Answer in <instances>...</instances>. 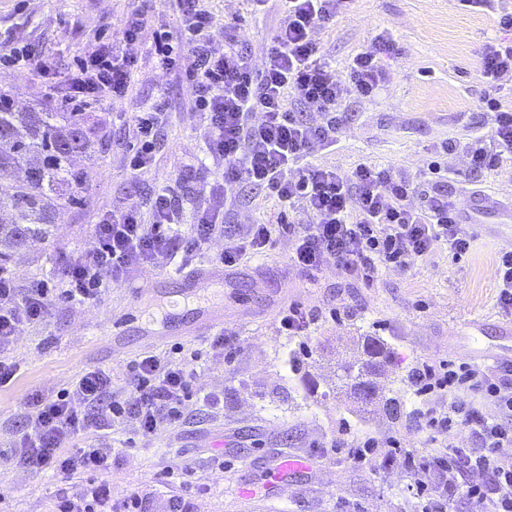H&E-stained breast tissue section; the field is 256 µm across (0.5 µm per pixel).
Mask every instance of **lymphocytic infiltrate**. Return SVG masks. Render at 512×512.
Segmentation results:
<instances>
[{"label":"lymphocytic infiltrate","mask_w":512,"mask_h":512,"mask_svg":"<svg viewBox=\"0 0 512 512\" xmlns=\"http://www.w3.org/2000/svg\"><path fill=\"white\" fill-rule=\"evenodd\" d=\"M169 2L180 22L178 31L149 24L143 9L131 11L118 47L91 48L62 84L60 97L63 104L77 107L101 94L125 99L142 45L163 70L186 78L193 106L211 131L209 153L224 163L223 184L261 190L285 213L275 224L238 227L235 243L216 256V263L235 265L285 238L292 261L305 272L333 265L370 283L382 269L408 268L438 246H448L456 255L469 250L471 238L459 230L445 187L434 188L414 207L410 199L417 186L388 169L361 163L343 175L306 161L313 145L335 146L346 120L341 106L347 96L371 98L384 86L383 59L393 48L389 35H377L371 47L354 54L340 76L321 55L313 32L335 17L346 0H277L283 22L257 66L233 24L224 26L223 49L214 47L209 0ZM498 25L504 35L483 45L480 61L485 92L478 109L491 115L492 139L467 150L471 170L480 174L497 171L512 156V105L498 96L504 82L512 81V12L501 13ZM147 31L152 34L148 44L143 41ZM292 98L320 113L321 121L302 118L289 107ZM166 120L161 101L134 114L133 170L153 163ZM222 186L210 188L194 224L184 231L175 223V198L167 191L153 197L151 223H144L135 208L103 216L91 228L93 247L74 258L55 285L43 282L22 291L0 269V385L17 373L16 364L2 359V352L22 327L45 321L53 297L99 301L131 268L161 254L174 253L182 264H192L209 242L223 236L224 221L237 203ZM294 210L304 212L306 223L288 220ZM174 351L171 358L144 354L131 361L122 392L113 389L110 371L97 367L84 370L56 395L30 394L13 442L17 464L83 479L77 492L57 498L55 512H150L146 495L137 490L113 500L105 478L113 452L108 433L123 425L132 435L148 438L182 420L201 355L180 345ZM412 382L418 403L411 416L417 428L472 434L477 446L468 470L488 476L484 482L463 483L450 457L417 460L406 455L411 487L426 500L422 512H450L459 491L475 512H512V460L499 455L500 449L512 447V369L496 372L470 363L425 361L415 367ZM91 431L94 440L73 447L74 439Z\"/></svg>","instance_id":"obj_1"}]
</instances>
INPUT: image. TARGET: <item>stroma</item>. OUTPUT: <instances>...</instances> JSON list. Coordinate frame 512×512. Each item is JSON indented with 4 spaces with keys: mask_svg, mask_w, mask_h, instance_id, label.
<instances>
[{
    "mask_svg": "<svg viewBox=\"0 0 512 512\" xmlns=\"http://www.w3.org/2000/svg\"><path fill=\"white\" fill-rule=\"evenodd\" d=\"M210 6L216 24L235 22L245 48L262 61L283 21L281 11L256 17L244 0H211ZM132 7L131 0H0V41L28 46L51 68L43 76L0 66V90L11 93L14 109L60 111L52 90L58 75L74 68L94 42L112 43ZM510 10L512 0L480 11L459 0H349L314 32L340 74L381 32H391L394 47L384 59L383 90L368 100L347 98V121L335 147H312L310 161L343 174L361 163L385 167L429 191L428 165L441 158L448 198L472 237L466 254L441 245L408 269H385L367 284L333 266L314 275L298 269L282 239L262 256L227 268L223 282L202 292L186 288L184 267L164 255L131 269L98 304L52 301L45 322L23 327L8 353L18 373L0 386V512H53L56 496L81 485L9 459L29 394L55 395L91 367L110 370L114 388H124L129 361L148 352L169 354L177 343L206 354L185 403L186 420L135 448L127 443L126 427L113 428L116 453L107 475L113 497L142 490L152 512H166L170 498L182 494L189 512H420L403 456L387 466L358 463L346 445L386 434L416 454L446 444V437L418 433L409 415L411 370L420 361L512 366V316L497 303L495 265L498 254L512 251V161L477 175L463 148L491 138L489 113L476 109L484 92L480 54L486 41L502 37L498 15ZM157 100L166 102L168 120L154 163L131 171V115ZM90 109L104 120L103 147L74 159L84 173L79 204L58 210L46 241L13 252L6 268L17 288L61 278L67 262L93 246L90 229L102 214L135 206L150 221L151 199L168 187L176 196L175 220L186 225L209 184L224 181L222 162L207 152L210 130L185 79L157 68L149 53L139 54L124 100L104 95ZM449 138L461 148L441 155L440 144ZM192 167L198 175H189ZM232 192L239 203L226 220L228 234L208 245L197 268L210 267V255L230 245L238 225L278 221L274 199L247 187ZM290 304L316 313L306 336L279 330L278 317ZM334 309L340 318H331ZM216 315L224 318L225 348L234 354L229 361L209 355L208 337L188 333ZM364 336L380 339L393 354L376 384L398 401L397 418L378 405L357 406L337 380V363L353 357ZM280 456L310 458L312 467L292 476L280 494L242 499L241 486L261 484L265 467ZM188 464L198 482L190 495L180 485Z\"/></svg>",
    "mask_w": 512,
    "mask_h": 512,
    "instance_id": "1",
    "label": "stroma"
}]
</instances>
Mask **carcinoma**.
Listing matches in <instances>:
<instances>
[{
  "label": "carcinoma",
  "instance_id": "carcinoma-1",
  "mask_svg": "<svg viewBox=\"0 0 512 512\" xmlns=\"http://www.w3.org/2000/svg\"><path fill=\"white\" fill-rule=\"evenodd\" d=\"M99 132L95 112H16L0 93V177L19 167L26 170L20 182H0L14 209L11 222L0 224V263L8 261L10 251L46 238L55 210L76 203L83 173L72 167L73 154L96 152ZM389 360L385 344L368 338L362 359L339 365L340 380L367 402L373 398L370 377Z\"/></svg>",
  "mask_w": 512,
  "mask_h": 512
}]
</instances>
